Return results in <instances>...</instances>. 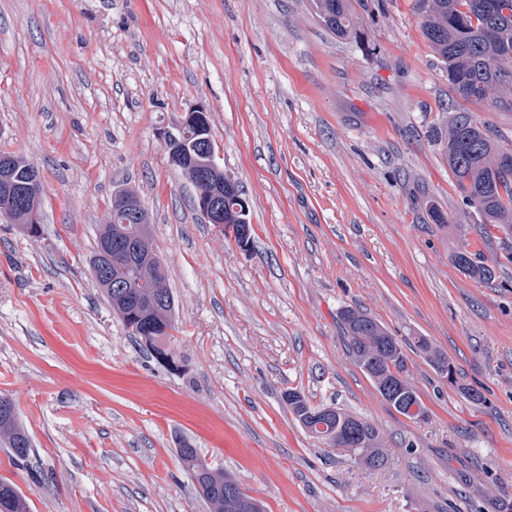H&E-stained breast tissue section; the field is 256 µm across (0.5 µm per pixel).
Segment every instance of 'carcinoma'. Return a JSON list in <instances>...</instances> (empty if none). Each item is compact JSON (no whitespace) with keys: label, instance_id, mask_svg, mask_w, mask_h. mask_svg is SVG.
<instances>
[{"label":"carcinoma","instance_id":"obj_1","mask_svg":"<svg viewBox=\"0 0 512 512\" xmlns=\"http://www.w3.org/2000/svg\"><path fill=\"white\" fill-rule=\"evenodd\" d=\"M477 2L415 0V9L422 33L446 66L448 82L459 99L440 136L455 187L479 215L480 223L512 233V150L502 146L466 108L468 103L489 101L500 112H512V12L492 24ZM311 6L334 35L360 36L352 0H311ZM209 136L207 112L201 124L192 123L182 133L189 156L181 176L192 185L197 182L198 168L205 165L210 147L205 138ZM2 162L10 166L15 191L0 198V211H6L27 236L37 237L41 224L31 221L32 210L41 208L42 202L31 188L37 169L13 151L0 150ZM129 229L114 213L109 223L99 225L97 243L108 245L109 258L102 259L99 252H94L90 258L92 275L112 311L131 334L159 362L177 370L179 365L169 345L171 331L175 330V303L167 285L168 271H163L158 282L144 262L148 256H156L151 245V225H144L139 237L130 236ZM453 263L471 278L492 277L491 267L476 262L464 246L453 254ZM341 321L355 364L389 406L402 415H412L409 408L420 404V399L407 378V364L397 340L379 321L359 309L343 310ZM417 344L434 368L453 377L455 370L446 355L423 337ZM282 398L295 419L327 446L356 452L373 469L386 465L388 455L382 448V433L374 422L342 408L313 406L297 390L284 392ZM0 442L18 460L27 459L31 451L30 438L18 421L13 401L2 394ZM179 458L213 512H228L224 506V480L231 481L233 477L222 471L200 476L197 468L201 458L186 441L179 448ZM0 512H29L25 496L12 484L0 482Z\"/></svg>","mask_w":512,"mask_h":512}]
</instances>
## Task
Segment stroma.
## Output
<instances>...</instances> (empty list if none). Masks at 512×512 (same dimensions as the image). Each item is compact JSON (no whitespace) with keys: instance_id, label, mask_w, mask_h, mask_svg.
<instances>
[{"instance_id":"35a3bbf8","label":"stroma","mask_w":512,"mask_h":512,"mask_svg":"<svg viewBox=\"0 0 512 512\" xmlns=\"http://www.w3.org/2000/svg\"><path fill=\"white\" fill-rule=\"evenodd\" d=\"M368 2L359 42L308 0H0V148L45 186L39 237L0 216V394L32 440L24 461L0 446V481L30 512H212L185 441L266 512L512 501V236L484 235L454 185L439 141L454 94L414 0ZM200 104L250 202L244 247L195 210L158 137ZM127 188L168 269L176 371L89 269ZM464 245L490 280L454 265ZM347 307L397 338L424 415L396 413L356 366ZM291 389L375 422L387 465L313 437ZM418 347L429 360V362L436 368L442 375H446L448 378H453L456 373L451 364L448 362V357L433 348L427 339L421 337L417 341Z\"/></svg>"}]
</instances>
